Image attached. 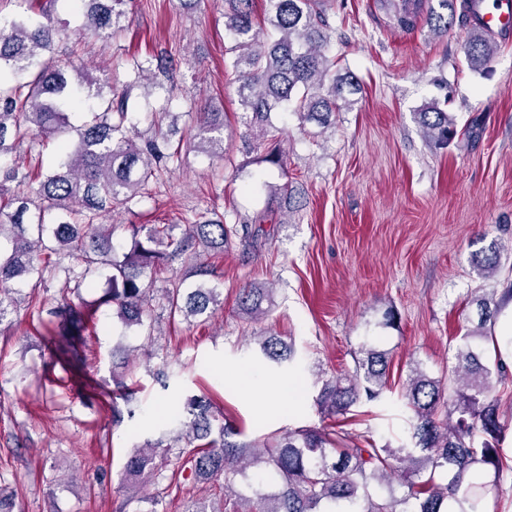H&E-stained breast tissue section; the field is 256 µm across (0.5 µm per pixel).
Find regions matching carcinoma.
<instances>
[{"label":"carcinoma","instance_id":"1","mask_svg":"<svg viewBox=\"0 0 512 512\" xmlns=\"http://www.w3.org/2000/svg\"><path fill=\"white\" fill-rule=\"evenodd\" d=\"M55 0L42 5L44 21H6L0 26V239L12 242L10 254L0 253V325L15 309L9 283L27 280L43 283L64 276L65 287L80 293L88 275L110 270L100 301L112 309L125 325L143 326L150 317L149 289L144 279L167 271L169 261L200 244L221 254L240 235L253 245L251 225L230 229L224 220H204L185 226L183 236L173 235V224H129L130 243L122 258L114 257L112 232L95 220L106 212L129 209V203L148 193L150 180L180 156L172 146L159 113V123L148 137L133 133L130 123L132 90L144 77L171 104L174 88L169 70L152 61L133 59L127 81L113 91L103 111L78 129L75 149L59 165L43 173L21 172L16 164L23 147L33 148L65 132L68 115L62 106L71 100L69 72L77 70L69 57L52 56L36 73L27 75L41 52L53 51L56 29L50 19ZM253 0H224V27L233 36V67L239 81L241 121L264 145L262 161L284 168L283 151L268 138L271 114L292 103L302 119L325 129L335 123L336 113L354 104L350 96L359 84L350 71L335 70L325 55L327 32L316 0H264L261 21H254ZM482 0H438L441 11L422 13L421 0H388L387 7L402 30L417 26L420 15L436 36L448 33L457 21L469 28L465 56L470 67L487 66L496 51L488 31L479 25ZM128 0H88L85 27L110 35L120 29ZM424 134L446 145L456 133L454 120L435 107L420 113ZM224 113L199 107L193 147L224 159ZM26 184L38 199L16 193L11 183ZM65 254L82 266L62 265L56 256ZM482 278L499 265L496 244L475 256ZM191 276L173 282L166 290L169 316L185 320L207 319L222 305L219 285L211 282L216 272L199 265ZM273 289L253 285L241 290L239 302L251 318L267 312ZM478 323L466 329L453 353L448 379L432 378L421 363L411 367L404 386L411 446L378 448L348 443L328 427L305 428L273 434L252 443L231 440L236 434L227 423H217L210 403L192 397L186 406L185 446L138 448L129 456L125 470L130 486L159 479L173 461L189 464L190 479L202 492L194 512H224V502L215 507L207 501L213 483L231 473L246 475L247 469L273 471L279 488L256 492V498L235 512H328V506L347 505L352 512H476L479 500L470 481L477 465L493 468L495 479L512 471L500 448L505 425L500 422V387L506 383L508 366L492 319L499 303L485 295L474 298ZM92 313L85 302L67 306L57 323L58 334L80 336L89 328ZM259 360L281 368L295 361L293 343L276 334L259 340ZM353 373L323 381L316 406L326 416L344 415L350 408L379 400L387 390L389 353L363 343L353 352ZM400 475L408 487L401 499L374 497L371 482L390 481Z\"/></svg>","mask_w":512,"mask_h":512}]
</instances>
